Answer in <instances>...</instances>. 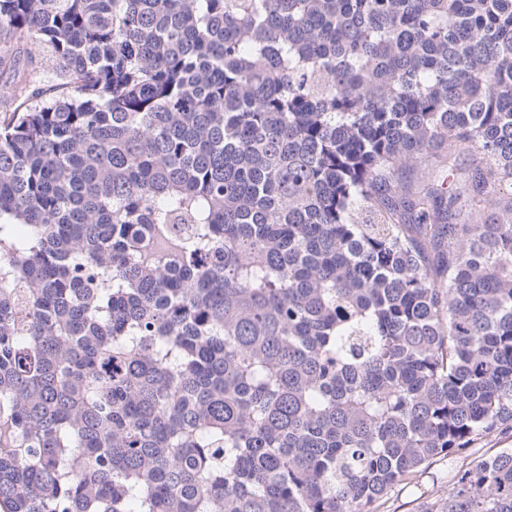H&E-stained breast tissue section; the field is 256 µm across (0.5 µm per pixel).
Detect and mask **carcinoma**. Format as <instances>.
I'll return each instance as SVG.
<instances>
[{"label": "carcinoma", "instance_id": "1", "mask_svg": "<svg viewBox=\"0 0 512 512\" xmlns=\"http://www.w3.org/2000/svg\"><path fill=\"white\" fill-rule=\"evenodd\" d=\"M0 98V512H373L512 427V0H0Z\"/></svg>", "mask_w": 512, "mask_h": 512}]
</instances>
